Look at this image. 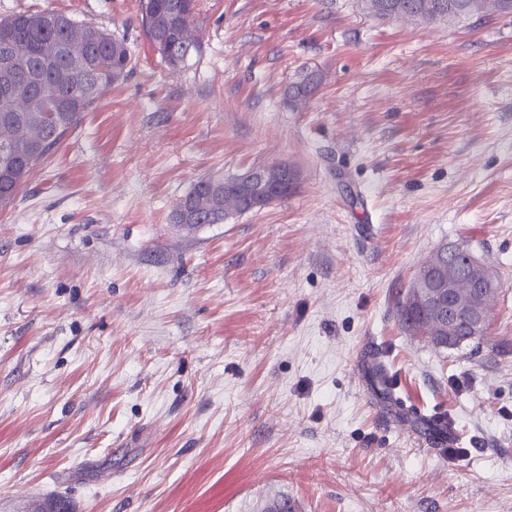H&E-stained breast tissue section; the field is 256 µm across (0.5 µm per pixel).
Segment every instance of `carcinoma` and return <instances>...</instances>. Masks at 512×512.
Wrapping results in <instances>:
<instances>
[{
  "instance_id": "obj_1",
  "label": "carcinoma",
  "mask_w": 512,
  "mask_h": 512,
  "mask_svg": "<svg viewBox=\"0 0 512 512\" xmlns=\"http://www.w3.org/2000/svg\"><path fill=\"white\" fill-rule=\"evenodd\" d=\"M381 2L377 14L393 17L400 7L411 5V12L433 20L468 16L467 0H371ZM195 0H139L140 11L152 6L153 21L143 20L147 38L172 69H177L199 49L194 39H186L184 25L192 16ZM43 13H23L0 19V55L18 52L23 62L5 76H0V208L12 203L30 172L55 150L63 138L99 104L112 88V69L126 70L131 52L126 42L111 33L82 26L70 17L56 13L55 22L42 23ZM73 45L66 56L55 49ZM45 93L55 99L57 112L51 122L37 129L39 112H24L16 104ZM237 212L256 209L253 194L232 185ZM224 184L198 186L189 196L182 216L172 214L174 224L224 223ZM455 269L457 297L470 300L468 257L458 252L445 259ZM399 323L412 336L427 339L439 327V319L416 301V283L396 296Z\"/></svg>"
}]
</instances>
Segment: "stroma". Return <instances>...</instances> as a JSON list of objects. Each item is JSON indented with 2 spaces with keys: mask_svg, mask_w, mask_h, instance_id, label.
<instances>
[{
  "mask_svg": "<svg viewBox=\"0 0 512 512\" xmlns=\"http://www.w3.org/2000/svg\"><path fill=\"white\" fill-rule=\"evenodd\" d=\"M43 11L133 63L0 209V512H512V15L197 0L173 72L138 0H0ZM274 164L288 198L171 222ZM446 244L501 283L476 351L395 314ZM224 184L219 183L216 186L206 184L199 185L193 195L191 190L183 197L189 196L185 212L181 218L177 217L176 209L173 211L171 219L175 224H222L224 223ZM182 197V198H183ZM181 198V199H182Z\"/></svg>",
  "mask_w": 512,
  "mask_h": 512,
  "instance_id": "obj_1",
  "label": "stroma"
}]
</instances>
